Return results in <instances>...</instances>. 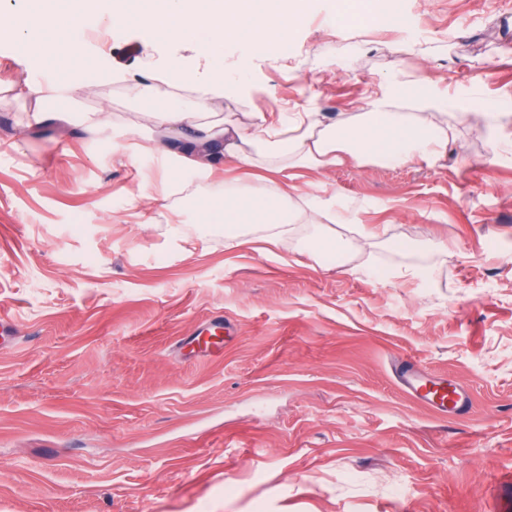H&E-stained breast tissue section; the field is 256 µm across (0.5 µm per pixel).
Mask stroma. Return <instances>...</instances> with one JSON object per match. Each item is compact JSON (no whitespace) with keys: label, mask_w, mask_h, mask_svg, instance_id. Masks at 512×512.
Masks as SVG:
<instances>
[{"label":"stroma","mask_w":512,"mask_h":512,"mask_svg":"<svg viewBox=\"0 0 512 512\" xmlns=\"http://www.w3.org/2000/svg\"><path fill=\"white\" fill-rule=\"evenodd\" d=\"M401 2L418 41L310 0L287 46L225 44L245 78L211 105L243 125L352 115L395 80L447 91L441 166L296 177L383 228L346 273L317 265L305 228L265 252L196 207L169 223V141L112 150L159 107L143 72L168 48L137 22L87 42L125 76L78 94L99 129L0 93V512H512V150L477 165L512 133V0ZM397 357L466 389L470 413L417 405Z\"/></svg>","instance_id":"obj_1"}]
</instances>
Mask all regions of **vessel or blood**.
I'll list each match as a JSON object with an SVG mask.
<instances>
[{"label": "vessel or blood", "mask_w": 512, "mask_h": 512, "mask_svg": "<svg viewBox=\"0 0 512 512\" xmlns=\"http://www.w3.org/2000/svg\"><path fill=\"white\" fill-rule=\"evenodd\" d=\"M390 370L396 384L420 406L436 414L469 413L471 402L461 387L449 385L447 378L429 376L414 359H394Z\"/></svg>", "instance_id": "1"}]
</instances>
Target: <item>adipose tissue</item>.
Masks as SVG:
<instances>
[{"instance_id":"obj_1","label":"adipose tissue","mask_w":512,"mask_h":512,"mask_svg":"<svg viewBox=\"0 0 512 512\" xmlns=\"http://www.w3.org/2000/svg\"><path fill=\"white\" fill-rule=\"evenodd\" d=\"M56 2V7L31 11L13 8L12 0H0V24L21 41L46 40L62 64L84 51L80 34L93 14L112 30L124 28L133 19L155 40L192 42L204 69L178 56L147 68V92L164 103L150 115L153 130L188 143L184 152L164 154L178 190L208 181L224 157L245 165L261 163L274 173L350 162L382 167L421 162L436 167L454 137L446 94L420 93L403 84L369 102L366 111L327 123L314 112H284L274 121L256 112L247 126H228L220 113L209 111L211 100L224 96L235 79L224 68L225 43L239 42L247 49L285 43L302 0ZM111 77V70L96 60L75 67L60 80L41 69L21 82L0 74V92L19 87L35 94L51 92L59 103L52 117L64 121L81 87ZM206 200L205 222L223 225L226 238L238 242L254 234L273 245L287 241L302 224L313 225L318 237H326L327 225L356 224L360 212L327 189L306 191L294 184L252 189L228 182Z\"/></svg>"}]
</instances>
